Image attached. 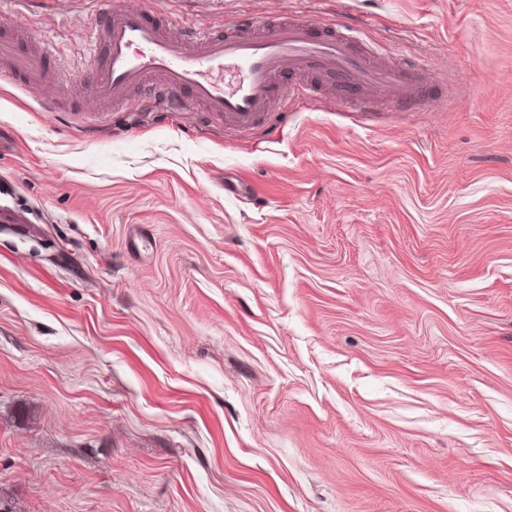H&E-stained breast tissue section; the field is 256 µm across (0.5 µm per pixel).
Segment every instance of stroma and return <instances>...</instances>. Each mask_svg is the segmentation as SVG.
<instances>
[{"label":"stroma","mask_w":512,"mask_h":512,"mask_svg":"<svg viewBox=\"0 0 512 512\" xmlns=\"http://www.w3.org/2000/svg\"><path fill=\"white\" fill-rule=\"evenodd\" d=\"M142 0H0L55 86L0 79L9 512H512V0H151L171 34L302 15L432 100L89 112Z\"/></svg>","instance_id":"obj_1"}]
</instances>
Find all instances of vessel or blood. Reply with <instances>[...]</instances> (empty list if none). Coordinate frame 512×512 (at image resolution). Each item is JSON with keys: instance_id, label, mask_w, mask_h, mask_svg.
<instances>
[{"instance_id": "1", "label": "vessel or blood", "mask_w": 512, "mask_h": 512, "mask_svg": "<svg viewBox=\"0 0 512 512\" xmlns=\"http://www.w3.org/2000/svg\"><path fill=\"white\" fill-rule=\"evenodd\" d=\"M91 39V112L105 103L124 106L129 91L136 89L143 100L161 101L172 112L181 110L184 96H191L204 111L248 129L284 102L279 78L288 72L315 77V93L368 112H384L390 104L413 102L425 93L416 65L389 66L355 51L339 32L316 35L305 16L282 18L262 33L254 21L240 19L229 32L185 27L168 37L142 8L109 9ZM51 55L49 45L33 51L15 38L0 37V60L8 63L11 79L28 89L55 80L48 65Z\"/></svg>"}]
</instances>
